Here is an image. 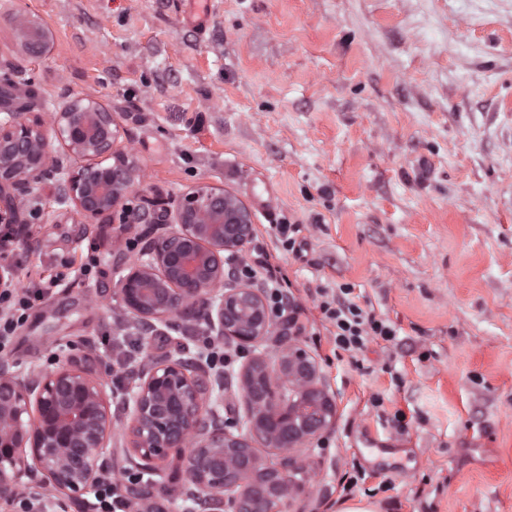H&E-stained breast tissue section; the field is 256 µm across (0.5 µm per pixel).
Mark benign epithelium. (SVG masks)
Returning a JSON list of instances; mask_svg holds the SVG:
<instances>
[{"label":"benign epithelium","instance_id":"obj_1","mask_svg":"<svg viewBox=\"0 0 512 512\" xmlns=\"http://www.w3.org/2000/svg\"><path fill=\"white\" fill-rule=\"evenodd\" d=\"M5 18L25 53L43 56L44 26L23 11ZM29 110L18 99L0 108L1 224L25 223L34 189L54 171L53 138L76 160L61 179L57 205L88 220L117 213L121 224L147 225L146 251L121 258L113 285L144 339L172 317L203 308L224 339L255 348L273 336L278 353L273 364L253 357L237 377L230 410L244 416L243 433L232 431L214 406L215 386L224 381L192 358L146 354L119 422L103 374L70 359L23 373L1 358L0 500L35 481L51 495L79 494L108 474L112 443L120 440L139 475L152 476L147 487L131 490L145 512H153L173 456L184 461L188 499L200 512H289L316 482L305 451L333 425L336 402L316 359L291 331L275 326L261 289L225 275V264L255 234L251 211L202 183L173 208L155 201L136 214L120 213L137 165L117 147L114 114L95 101L72 99L46 126ZM260 448L272 449L275 458L266 460Z\"/></svg>","mask_w":512,"mask_h":512}]
</instances>
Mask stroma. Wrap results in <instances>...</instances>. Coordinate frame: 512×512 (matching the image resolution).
I'll list each match as a JSON object with an SVG mask.
<instances>
[{
  "mask_svg": "<svg viewBox=\"0 0 512 512\" xmlns=\"http://www.w3.org/2000/svg\"><path fill=\"white\" fill-rule=\"evenodd\" d=\"M12 3L49 42L27 58L0 20V82L46 122L76 96L109 108L140 168L132 208L205 182L252 209V242L302 306L298 339L336 398L294 512H339L356 475L353 495L382 512H512V0H211L203 31L184 0ZM58 187L36 188L32 245L6 263L20 283L64 279L0 357L26 371L66 354L96 372L112 360L116 257L147 239L108 216L81 223ZM285 220L301 253L276 238ZM95 248L105 276L66 273ZM327 284L354 288L396 339L334 354L313 305ZM195 322L174 318L140 351L191 355Z\"/></svg>",
  "mask_w": 512,
  "mask_h": 512,
  "instance_id": "1",
  "label": "stroma"
}]
</instances>
